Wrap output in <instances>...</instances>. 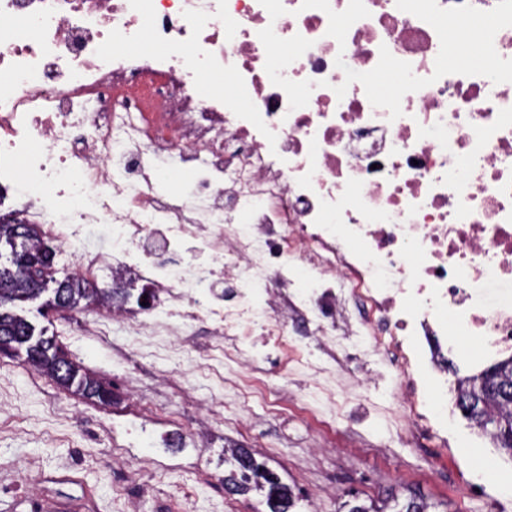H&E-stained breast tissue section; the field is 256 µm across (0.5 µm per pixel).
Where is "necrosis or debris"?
<instances>
[{
	"instance_id": "obj_1",
	"label": "necrosis or debris",
	"mask_w": 512,
	"mask_h": 512,
	"mask_svg": "<svg viewBox=\"0 0 512 512\" xmlns=\"http://www.w3.org/2000/svg\"><path fill=\"white\" fill-rule=\"evenodd\" d=\"M364 3L341 44L302 0H0V223L130 289L100 318L136 345L207 323L257 375L258 324L331 405L335 367L378 363L413 448L448 429L445 351H512V82L433 79L434 28ZM384 47L432 80L395 119L345 81ZM217 276L262 305L219 304Z\"/></svg>"
}]
</instances>
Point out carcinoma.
<instances>
[{
  "instance_id": "carcinoma-1",
  "label": "carcinoma",
  "mask_w": 512,
  "mask_h": 512,
  "mask_svg": "<svg viewBox=\"0 0 512 512\" xmlns=\"http://www.w3.org/2000/svg\"><path fill=\"white\" fill-rule=\"evenodd\" d=\"M53 260L52 249L41 244L29 225L0 223V334L10 338L14 345L25 348L26 363L59 386L73 388L90 399L110 403L114 396L111 387L81 372L80 366L53 339L35 333L33 324L13 311L20 304L42 295L47 284L46 273L52 269ZM54 297L60 298L61 304L70 310H83L90 301H101L109 306L125 303L130 292L123 288H96L88 281L67 277L57 282ZM478 380L477 375L459 380L457 399L464 401L477 396ZM486 415L499 420L501 431L512 433V404H504L490 396L486 399L483 413L470 418V421L482 429ZM230 454L235 469L224 476V481L239 485L243 493L252 486L259 490L265 488L257 481L263 465L257 462L249 449L234 448ZM245 457L250 460L249 469L242 464ZM267 504L270 512H288L294 505L292 493L285 492L284 485L280 484L276 491H267ZM397 512H431V504L411 494Z\"/></svg>"
}]
</instances>
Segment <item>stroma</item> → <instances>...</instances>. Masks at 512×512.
<instances>
[{
	"mask_svg": "<svg viewBox=\"0 0 512 512\" xmlns=\"http://www.w3.org/2000/svg\"><path fill=\"white\" fill-rule=\"evenodd\" d=\"M18 314L46 329L84 370L120 400L104 405L61 388L24 362L0 356V512H269L264 493L226 495L224 446L248 448L291 487V512H342L344 505L415 493L437 512H512L500 477L512 456L448 403V448H407L388 440L396 411L386 384L353 400L341 416L310 428L265 387L247 402V428L219 429L197 400L234 411L224 387V352L206 325L185 351L122 350L127 337L105 325L86 332L90 311Z\"/></svg>",
	"mask_w": 512,
	"mask_h": 512,
	"instance_id": "stroma-1",
	"label": "stroma"
}]
</instances>
